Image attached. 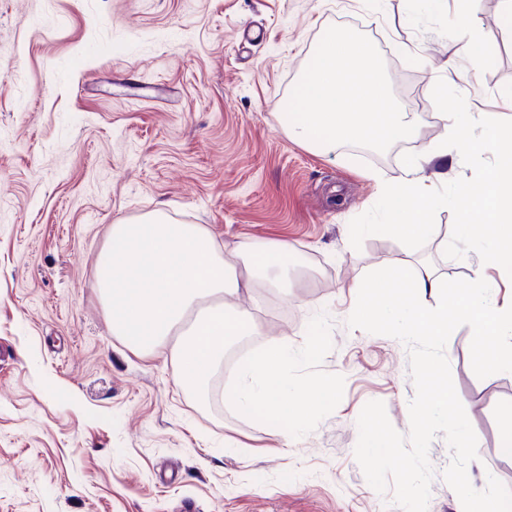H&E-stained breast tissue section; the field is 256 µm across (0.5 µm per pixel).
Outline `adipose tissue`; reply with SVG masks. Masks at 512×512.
<instances>
[{
	"label": "adipose tissue",
	"instance_id": "ef3b65f1",
	"mask_svg": "<svg viewBox=\"0 0 512 512\" xmlns=\"http://www.w3.org/2000/svg\"><path fill=\"white\" fill-rule=\"evenodd\" d=\"M434 202L421 160L408 161L397 182L381 189V204L391 217V232L412 241L430 236L421 223ZM291 248L283 242H243L224 253L199 224H175L155 214L131 224H116L99 255L105 276L96 286L114 335L133 349L168 347L178 385L208 393L210 372L224 360L225 347L259 332V325L236 303L247 279L273 276L287 292ZM319 344L293 352L287 341L269 345L238 368L227 397L239 408L262 407L271 423L296 422L336 402V378L294 389L288 367L315 357Z\"/></svg>",
	"mask_w": 512,
	"mask_h": 512
}]
</instances>
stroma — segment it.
Wrapping results in <instances>:
<instances>
[{
	"mask_svg": "<svg viewBox=\"0 0 512 512\" xmlns=\"http://www.w3.org/2000/svg\"><path fill=\"white\" fill-rule=\"evenodd\" d=\"M472 22L477 69L454 38L457 0H0V512H400L354 449L372 400L408 433V354L346 320L370 271L424 257L441 278L474 276L476 253L450 259L431 238L378 229L379 184L407 159H426L435 189L473 175L456 149L436 155L432 81L512 120V17L482 0ZM331 26L375 44L417 125L388 152L319 153L285 130ZM157 212L230 249L285 241L298 258L292 296L254 281L238 298L261 332L226 352L204 403L176 384L168 349L113 335L95 286L111 226ZM281 337L322 344L291 368L294 385L339 381L335 406L298 428L224 397L234 366ZM471 339L460 326L445 348L477 437L467 473L475 489L491 475L512 488V372L478 378ZM429 459L428 512H460L444 436Z\"/></svg>",
	"mask_w": 512,
	"mask_h": 512,
	"instance_id": "obj_1",
	"label": "stroma"
}]
</instances>
